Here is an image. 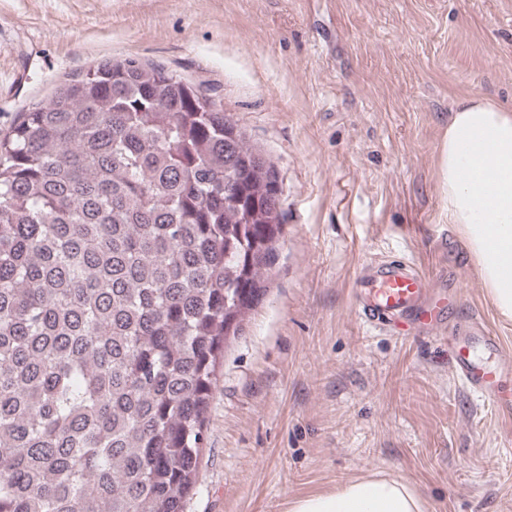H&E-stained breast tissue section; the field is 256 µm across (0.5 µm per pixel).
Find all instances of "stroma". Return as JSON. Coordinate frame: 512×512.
Instances as JSON below:
<instances>
[{
	"mask_svg": "<svg viewBox=\"0 0 512 512\" xmlns=\"http://www.w3.org/2000/svg\"><path fill=\"white\" fill-rule=\"evenodd\" d=\"M152 63L207 89L272 161L283 236L229 342L186 512H288L377 476L426 512H512V428L439 339L371 330L350 281L405 257L464 280L512 349L438 182L459 98L512 106V0H0V130L69 74Z\"/></svg>",
	"mask_w": 512,
	"mask_h": 512,
	"instance_id": "obj_1",
	"label": "stroma"
}]
</instances>
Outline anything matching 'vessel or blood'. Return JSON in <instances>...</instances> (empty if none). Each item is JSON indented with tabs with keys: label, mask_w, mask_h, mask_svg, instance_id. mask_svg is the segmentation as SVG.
<instances>
[{
	"label": "vessel or blood",
	"mask_w": 512,
	"mask_h": 512,
	"mask_svg": "<svg viewBox=\"0 0 512 512\" xmlns=\"http://www.w3.org/2000/svg\"><path fill=\"white\" fill-rule=\"evenodd\" d=\"M353 307L364 325L396 333H445L450 365L471 393L499 414L512 415V350L477 319L460 328L449 314L463 293V282L438 285L414 264L399 260L363 262L352 281Z\"/></svg>",
	"instance_id": "b4317fda"
}]
</instances>
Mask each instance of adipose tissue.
<instances>
[{
    "instance_id": "ef3b65f1",
    "label": "adipose tissue",
    "mask_w": 512,
    "mask_h": 512,
    "mask_svg": "<svg viewBox=\"0 0 512 512\" xmlns=\"http://www.w3.org/2000/svg\"><path fill=\"white\" fill-rule=\"evenodd\" d=\"M438 175L455 224L498 314L512 320V107L481 96L458 101L439 153ZM290 512H424L396 479L361 478L295 499Z\"/></svg>"
}]
</instances>
